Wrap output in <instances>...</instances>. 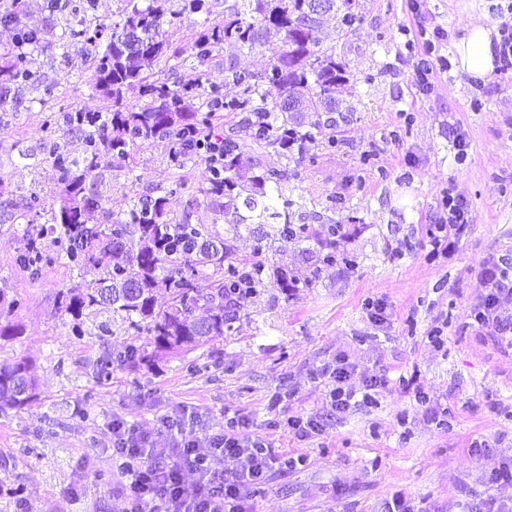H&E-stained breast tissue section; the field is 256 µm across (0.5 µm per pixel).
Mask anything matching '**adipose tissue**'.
<instances>
[{
	"mask_svg": "<svg viewBox=\"0 0 512 512\" xmlns=\"http://www.w3.org/2000/svg\"><path fill=\"white\" fill-rule=\"evenodd\" d=\"M495 26L475 21L462 29L454 44L458 71L470 79L481 81L494 73L497 62Z\"/></svg>",
	"mask_w": 512,
	"mask_h": 512,
	"instance_id": "1",
	"label": "adipose tissue"
}]
</instances>
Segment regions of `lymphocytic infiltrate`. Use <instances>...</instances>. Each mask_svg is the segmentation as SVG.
<instances>
[{"label": "lymphocytic infiltrate", "instance_id": "1", "mask_svg": "<svg viewBox=\"0 0 512 512\" xmlns=\"http://www.w3.org/2000/svg\"><path fill=\"white\" fill-rule=\"evenodd\" d=\"M442 206V216L429 230L436 255L454 249L469 222L467 204L459 195L445 193ZM482 275L488 292L477 305L474 320L512 348V260H494ZM353 371L348 361L339 359L317 373L334 384L333 412H346L388 386L387 379L373 378L362 390H354L348 385ZM252 426V419L236 412L225 416L223 430L212 433L202 428L195 413L183 410L161 417L151 434L113 418L112 461L121 477L118 512H252V494L274 466L292 465ZM158 433L167 436V450L156 448ZM224 461L229 464L225 470L220 467Z\"/></svg>", "mask_w": 512, "mask_h": 512}]
</instances>
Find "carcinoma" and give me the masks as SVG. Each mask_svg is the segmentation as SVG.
Returning <instances> with one entry per match:
<instances>
[{"label":"carcinoma","mask_w":512,"mask_h":512,"mask_svg":"<svg viewBox=\"0 0 512 512\" xmlns=\"http://www.w3.org/2000/svg\"><path fill=\"white\" fill-rule=\"evenodd\" d=\"M94 0H45L50 14L77 16L92 9ZM124 0L121 19L77 29L71 25L61 35L54 28H30L23 24V0H11L0 12V24L15 31L12 48L0 54V91L28 84L33 76L35 53L58 42L84 39L104 48L92 59L89 85L112 99V111L103 116L84 111L68 112L63 120L49 115L41 124L45 134L43 155L58 175L62 194L56 202L32 190L25 198L20 218L32 224L44 220L41 229L58 234L59 251L46 254L39 238L24 230L15 255L16 264L38 278L46 267L63 261L85 275L92 274L101 256L113 258L106 277L92 279L56 291V309L70 317L75 336L112 335L111 323L126 326L133 336H149L155 351L134 344L109 351L95 366L97 381L112 379V369L148 365L160 352L190 351L224 338L248 300L267 288H286L295 282L285 263H272L276 240L257 238L249 258L235 257L231 239L210 224L179 220L168 210L169 198L184 189L176 179L159 188L161 195L146 201L125 198V206L113 210L101 196L87 191L86 181L114 154L128 155L152 140L171 143V161L183 167L193 161L205 164L207 178L200 193L214 212L233 215V233L244 224L278 225L282 241L316 240L327 250L322 262L346 265L353 260L336 258L331 237L336 225L315 229L302 223L304 204L283 194L280 183L286 170L263 166L249 183L242 182L245 149L232 135V127L244 123L252 131L254 145L297 163L311 148L322 143L336 146L324 130L333 125L328 115L338 111L350 94L345 64L336 51L321 48L318 19L310 17L311 0ZM326 12H337L339 28L349 32L358 17L353 0H325ZM224 6L222 25L205 27L173 45L186 14H211ZM136 30L128 44L116 37L119 30ZM280 36L272 47L269 34ZM248 51L268 49L269 67L260 73L242 70L235 60L224 62V83L241 87L237 98L224 96L223 86L200 73L190 84L174 80L187 61L208 63L224 44ZM164 61L157 75L144 73L148 62ZM137 87L144 101L135 107L123 101L124 90ZM70 134L81 137L83 150L73 155L61 143ZM106 214L104 224L88 223L91 212ZM209 288L197 287L200 279ZM112 311V321H95L99 308ZM33 363L19 357L0 362V411H17L40 400Z\"/></svg>","instance_id":"cac0c4a2"}]
</instances>
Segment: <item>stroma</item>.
<instances>
[{
	"label": "stroma",
	"instance_id": "1",
	"mask_svg": "<svg viewBox=\"0 0 512 512\" xmlns=\"http://www.w3.org/2000/svg\"><path fill=\"white\" fill-rule=\"evenodd\" d=\"M504 2L355 0L361 21L348 33L335 15L323 16L321 45L345 61L352 93L337 147L288 163L281 188L303 199L306 223L328 217L340 225L336 249L355 256V266H326L302 243H281L278 257L299 288H271L250 300L224 339L135 371L115 368L101 384L93 378L95 361L108 350L146 345V337L119 328L101 338L73 335L54 295L83 283L82 273L58 263L33 279L14 264L21 231L11 216L23 212L29 191L50 200L60 193L38 143L44 116L111 107L86 82L93 45L73 43L66 61L57 47L38 54L36 82L0 98V288L22 298L14 317L25 328L0 341V360L30 358L41 390L39 404L0 412V488L17 490L25 512H117L113 417L154 432L160 415L188 406L211 431L223 429L228 411L265 428L278 394H288L292 415L326 408L331 386L314 374L342 356L355 367L353 389L383 376L388 392L352 407L317 438L267 430L273 450L300 464L269 477L253 497L254 512H382L395 491L417 512H474L487 499H512V485L488 481L512 459V349L472 316L487 292L483 263L512 258V71L473 83L451 59L462 25L476 18L498 23L491 8ZM420 14L448 39L427 93L414 77L425 41L415 24ZM230 57L259 72L270 53L227 45L206 64L210 81L234 97L238 88L224 83ZM457 131L469 144L462 160L453 150ZM169 152V141L157 139L130 156H113L94 188L116 202L126 194L146 199L180 178L187 188L171 198L170 211L193 224L212 222L199 192L204 164L176 167ZM366 154L372 163L364 167ZM356 174L361 182H353ZM449 188L467 200L471 222L448 255L432 260L427 230ZM369 298L386 302L385 326L367 318ZM436 326L444 329L439 345L428 338ZM420 390L443 410V421L417 403ZM476 440L486 442L483 454L472 453ZM91 470L103 484H87L78 500L61 497L63 487Z\"/></svg>",
	"mask_w": 512,
	"mask_h": 512
}]
</instances>
